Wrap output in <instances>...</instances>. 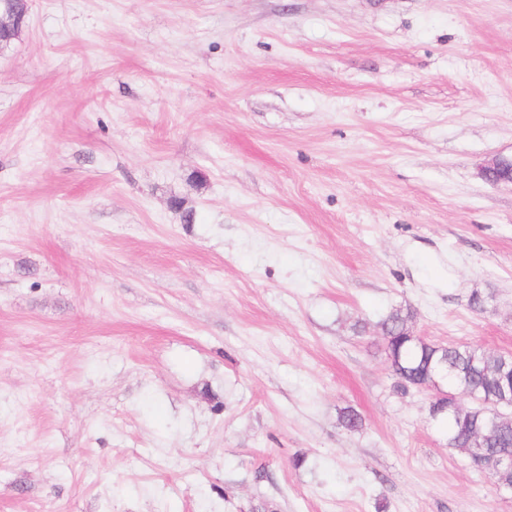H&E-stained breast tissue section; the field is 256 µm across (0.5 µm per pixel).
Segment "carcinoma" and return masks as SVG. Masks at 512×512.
<instances>
[{
	"mask_svg": "<svg viewBox=\"0 0 512 512\" xmlns=\"http://www.w3.org/2000/svg\"><path fill=\"white\" fill-rule=\"evenodd\" d=\"M410 318L411 312L395 309L380 323L384 352L398 391L407 393L423 385L435 388L440 384L459 397L495 400L512 394V367L504 366L506 355L479 346L429 343L413 334ZM438 420L447 423L448 446L468 459L477 454L468 444L475 431L484 435V451L512 452V417L492 425L483 405L473 402L454 414L440 413Z\"/></svg>",
	"mask_w": 512,
	"mask_h": 512,
	"instance_id": "carcinoma-1",
	"label": "carcinoma"
}]
</instances>
